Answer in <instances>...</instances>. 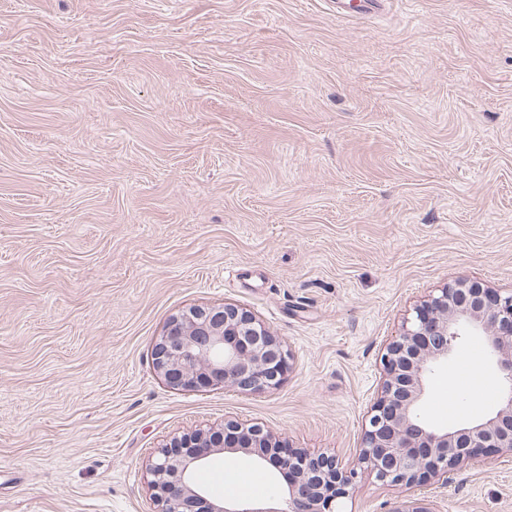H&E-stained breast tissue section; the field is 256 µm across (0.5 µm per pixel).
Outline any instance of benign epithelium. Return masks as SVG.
Returning a JSON list of instances; mask_svg holds the SVG:
<instances>
[{"label":"benign epithelium","instance_id":"1","mask_svg":"<svg viewBox=\"0 0 512 512\" xmlns=\"http://www.w3.org/2000/svg\"><path fill=\"white\" fill-rule=\"evenodd\" d=\"M482 338L498 371L497 408L455 426L436 428L421 416L435 371L458 340ZM289 351L270 326L232 303L191 307L172 315L152 349L154 369L170 387L188 391L277 387L290 369ZM382 382L357 457L345 466L334 455L289 448L257 423L224 421V440L197 430L176 436L148 465L156 512H339L340 501L365 472L383 485L410 490L474 465L487 453L512 456V291L457 278L413 308L380 358ZM240 453L287 476L274 501L217 498L195 474L217 453ZM388 512H437L406 497Z\"/></svg>","mask_w":512,"mask_h":512}]
</instances>
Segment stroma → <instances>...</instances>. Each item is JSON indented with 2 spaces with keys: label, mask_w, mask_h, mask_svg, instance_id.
<instances>
[{
  "label": "stroma",
  "mask_w": 512,
  "mask_h": 512,
  "mask_svg": "<svg viewBox=\"0 0 512 512\" xmlns=\"http://www.w3.org/2000/svg\"><path fill=\"white\" fill-rule=\"evenodd\" d=\"M459 277L512 289V0H0V512H154L152 457L228 419L351 460L385 344ZM226 303L280 386H167L169 317ZM500 392L466 337L423 417ZM228 463L284 485L223 453L213 496ZM414 495L512 512V457ZM400 496L366 474L341 510Z\"/></svg>",
  "instance_id": "35a3bbf8"
}]
</instances>
